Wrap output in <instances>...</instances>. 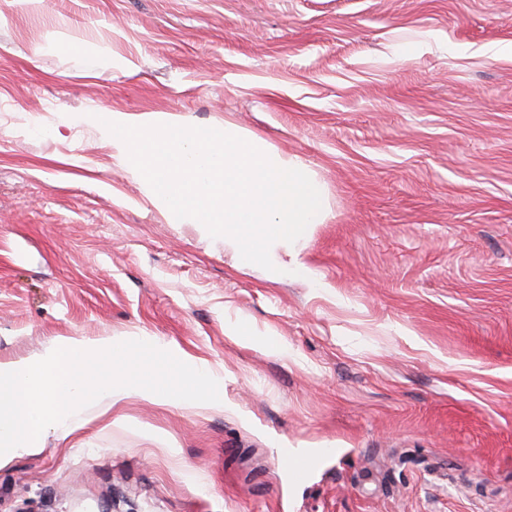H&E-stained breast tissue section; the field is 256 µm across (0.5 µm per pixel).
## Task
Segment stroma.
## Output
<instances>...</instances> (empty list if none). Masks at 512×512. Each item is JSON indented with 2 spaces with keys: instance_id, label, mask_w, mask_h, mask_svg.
I'll use <instances>...</instances> for the list:
<instances>
[{
  "instance_id": "stroma-1",
  "label": "stroma",
  "mask_w": 512,
  "mask_h": 512,
  "mask_svg": "<svg viewBox=\"0 0 512 512\" xmlns=\"http://www.w3.org/2000/svg\"><path fill=\"white\" fill-rule=\"evenodd\" d=\"M0 105V363L149 337L224 397L0 455V512H512V0H0ZM98 110L303 159L310 276L170 223Z\"/></svg>"
}]
</instances>
